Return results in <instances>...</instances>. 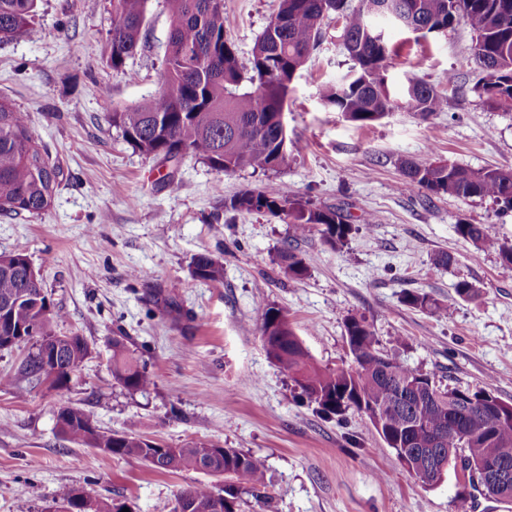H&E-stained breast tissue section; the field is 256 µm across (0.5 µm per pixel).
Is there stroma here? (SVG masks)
I'll list each match as a JSON object with an SVG mask.
<instances>
[{
  "instance_id": "obj_1",
  "label": "stroma",
  "mask_w": 512,
  "mask_h": 512,
  "mask_svg": "<svg viewBox=\"0 0 512 512\" xmlns=\"http://www.w3.org/2000/svg\"><path fill=\"white\" fill-rule=\"evenodd\" d=\"M278 7L224 0V32L241 63ZM111 13L112 0H38L37 35L0 42V96L27 114L64 174L48 211L0 214V252L30 258L65 314L55 333L79 334L91 349L69 389L0 386V512H43L65 487L112 497L130 512H172L181 489L223 487L220 477L152 472L64 438L56 427L64 401L104 431L262 457L273 500L266 507L245 497L242 512H454L457 473L423 487L365 416L351 412L340 423L296 398L260 339L258 304L286 309L320 365L351 367L344 322L358 313L383 353L448 386L512 403V266L493 252L472 258L455 232L461 222L487 224L512 243V212L488 198L397 188L403 159L512 169V115L489 108L475 89L469 27L419 36L386 26V76L398 105L363 125L321 99L351 65L342 23L330 16L291 84L285 119L295 149L287 166L219 174L191 155L175 166L145 157L107 122L113 108L158 94L170 29L164 0H151L137 51L115 70L104 56ZM411 78L444 93L445 110L425 120L402 105ZM169 172L178 190L166 186ZM271 183L342 208L359 232L334 249L316 232L290 240L279 217L225 210L238 192ZM287 245L308 265L304 279L281 270L277 256ZM440 251L452 256L450 267L433 266ZM204 253L223 263V281L191 276L192 259ZM136 270L148 280L134 279ZM463 279L478 295L459 301L453 318L401 301L406 291L445 300ZM116 336L145 362L154 380L148 393L113 379Z\"/></svg>"
}]
</instances>
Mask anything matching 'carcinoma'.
Masks as SVG:
<instances>
[{
	"label": "carcinoma",
	"instance_id": "obj_1",
	"mask_svg": "<svg viewBox=\"0 0 512 512\" xmlns=\"http://www.w3.org/2000/svg\"><path fill=\"white\" fill-rule=\"evenodd\" d=\"M151 0H112L107 62L121 69L137 49ZM380 0H280L277 13L257 38L250 66H243L234 45L224 36V0H165L170 31L163 60L162 87L152 101L115 108L108 122L140 154L179 162L191 155L222 174L242 168L274 170L288 164L294 142L280 138L281 117L290 85L317 45L327 16L340 12L345 48L353 61L350 72L324 86L323 100L349 120L378 121L394 105L385 76L391 49L365 30L366 11ZM406 18L443 31L463 23L474 34L471 60L483 75L480 89L485 103L512 111V0H385ZM37 0H0V41L35 32ZM447 98L422 82L409 83L405 106L427 119L441 112ZM400 187L425 189L457 198H489L512 210V170L469 167L446 162L403 160ZM61 169L52 164L38 142L27 115L0 98V211L39 214L47 211L61 184ZM239 212L267 211L288 219L292 237L315 229L324 243L336 249L348 241L354 226L336 207H317L288 189L271 184L260 191L244 190L227 203ZM456 233L473 247L474 257L495 252L512 266V245L497 238L488 224H457ZM291 279H302L308 267L290 250L279 256ZM29 258L23 253H0V346L11 336H23L58 347L60 366L52 388L63 390L80 372L90 347L78 334L59 336L52 323L62 314L40 295L41 282L27 278ZM193 278L205 282L224 279V265L207 254L197 255L190 267ZM476 295L473 285L460 280L455 296L439 302L427 294L406 292L402 302L422 310H436L453 318L457 299ZM259 335L270 360L286 372L297 397L326 417L342 420L349 412L368 417L379 437L397 458L408 454L407 473L424 486L443 479L448 459L467 468L479 466L502 449H512V404L501 402L503 415L490 409L492 393L479 389L442 387L428 374L412 369L379 349V339L366 318L350 314L345 330L355 369L321 367L313 362L295 332L288 313L261 304ZM112 377L130 393H145L153 379L122 337L112 339ZM41 382L35 352L21 362L18 375H0V385L17 391ZM58 432L82 445L143 462L149 469L173 472L199 470L224 477V488L200 484L178 491L173 512H240L241 495L270 502L263 458L236 448L187 442L164 445L134 434L101 432L89 415L70 402L56 415ZM58 501L62 512H122L110 497L89 496L65 487Z\"/></svg>",
	"mask_w": 512,
	"mask_h": 512
}]
</instances>
